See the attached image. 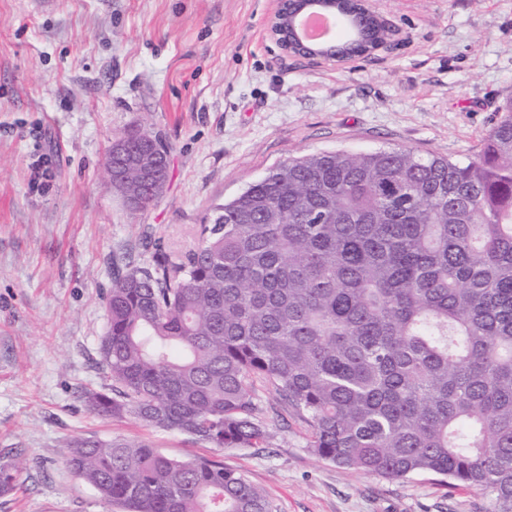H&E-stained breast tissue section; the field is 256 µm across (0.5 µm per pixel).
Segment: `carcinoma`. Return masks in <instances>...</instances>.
<instances>
[{
    "mask_svg": "<svg viewBox=\"0 0 512 512\" xmlns=\"http://www.w3.org/2000/svg\"><path fill=\"white\" fill-rule=\"evenodd\" d=\"M341 55L379 37L347 0ZM467 162L410 149L292 158L213 206L200 244L115 277L88 410L211 448L271 434L256 383L339 468L429 474L512 512V98ZM65 462L122 512H270L222 459L78 437ZM24 463L0 464V490Z\"/></svg>",
    "mask_w": 512,
    "mask_h": 512,
    "instance_id": "cac0c4a2",
    "label": "carcinoma"
}]
</instances>
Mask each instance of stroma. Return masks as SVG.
<instances>
[{"label":"stroma","mask_w":512,"mask_h":512,"mask_svg":"<svg viewBox=\"0 0 512 512\" xmlns=\"http://www.w3.org/2000/svg\"><path fill=\"white\" fill-rule=\"evenodd\" d=\"M403 45L346 65L283 53L274 0H0V463L27 467L0 512H106L64 454L93 436L175 458L215 449L176 430L89 412L114 276L151 240L188 251L212 204L294 156L403 148L480 154L512 95V0H371ZM162 137V196L129 210L106 183L113 140ZM272 438L225 450L271 512H490L436 477L347 472L258 386Z\"/></svg>","instance_id":"35a3bbf8"}]
</instances>
